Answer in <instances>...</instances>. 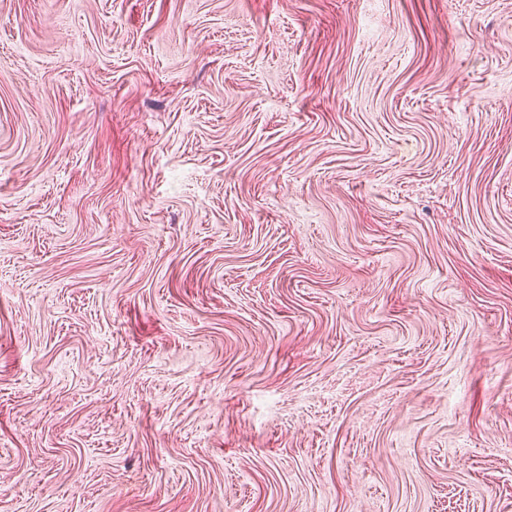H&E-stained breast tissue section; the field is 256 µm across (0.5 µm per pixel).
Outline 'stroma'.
Returning a JSON list of instances; mask_svg holds the SVG:
<instances>
[{"label": "stroma", "mask_w": 512, "mask_h": 512, "mask_svg": "<svg viewBox=\"0 0 512 512\" xmlns=\"http://www.w3.org/2000/svg\"><path fill=\"white\" fill-rule=\"evenodd\" d=\"M0 512H512V0H0Z\"/></svg>", "instance_id": "35a3bbf8"}]
</instances>
